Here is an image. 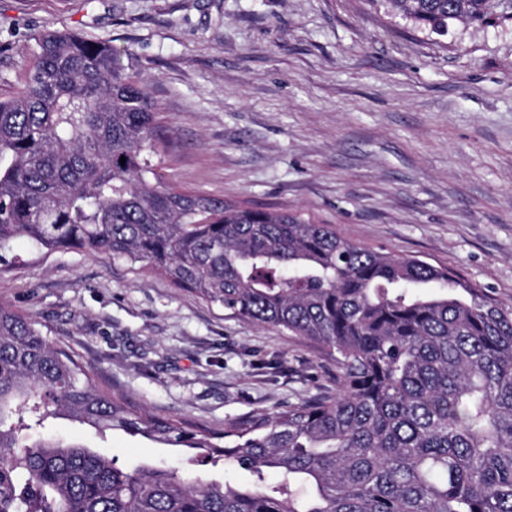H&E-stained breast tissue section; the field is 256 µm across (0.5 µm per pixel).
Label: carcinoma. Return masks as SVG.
<instances>
[{"instance_id":"obj_1","label":"carcinoma","mask_w":512,"mask_h":512,"mask_svg":"<svg viewBox=\"0 0 512 512\" xmlns=\"http://www.w3.org/2000/svg\"><path fill=\"white\" fill-rule=\"evenodd\" d=\"M442 34L512 21V0H385ZM0 100V249L101 252L336 354L333 397L242 420L224 442L136 409L0 304V512H512V306L416 257L300 213L168 184L146 84L108 42L45 30ZM125 164H120V158ZM66 417L250 474L206 484L83 445Z\"/></svg>"}]
</instances>
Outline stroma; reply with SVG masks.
Here are the masks:
<instances>
[{
    "label": "stroma",
    "instance_id": "35a3bbf8",
    "mask_svg": "<svg viewBox=\"0 0 512 512\" xmlns=\"http://www.w3.org/2000/svg\"><path fill=\"white\" fill-rule=\"evenodd\" d=\"M47 29L124 51L173 142L160 163L170 185L302 213L512 305V21L439 36L378 0H0V98ZM1 303L98 383L209 433L337 391L317 344L107 254L16 239L0 250ZM38 435L185 480H248L65 419Z\"/></svg>",
    "mask_w": 512,
    "mask_h": 512
}]
</instances>
